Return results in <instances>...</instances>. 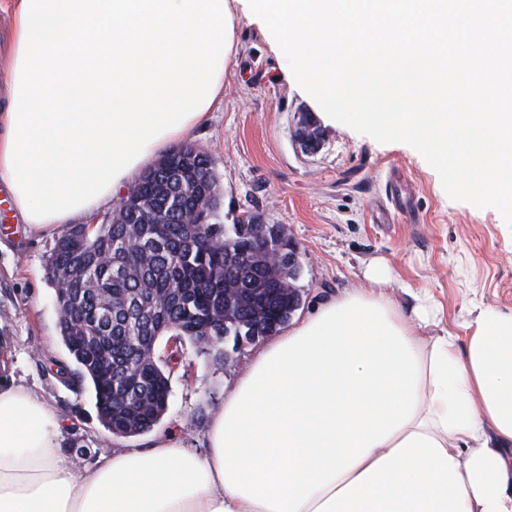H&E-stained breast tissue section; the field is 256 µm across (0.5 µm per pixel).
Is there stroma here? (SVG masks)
<instances>
[{
    "instance_id": "obj_1",
    "label": "stroma",
    "mask_w": 512,
    "mask_h": 512,
    "mask_svg": "<svg viewBox=\"0 0 512 512\" xmlns=\"http://www.w3.org/2000/svg\"><path fill=\"white\" fill-rule=\"evenodd\" d=\"M236 43L223 101L186 140L215 164L223 224L254 215L284 225L298 244L300 315L324 299L370 288L364 270L376 260L393 271L384 290L398 306L410 309L415 294H427L446 328L456 329L475 304L512 310V228L496 209L451 200L437 171L410 146L379 143L320 113L248 17L237 22ZM305 115L322 133L314 153L296 138ZM53 244L23 224L0 189V350L10 353L17 383L63 420L65 453L88 465L146 437L113 436L98 418L89 382L72 379L76 365L59 333L45 268ZM258 351L249 345L224 366L184 342L168 365V405L156 432L203 447L212 414Z\"/></svg>"
}]
</instances>
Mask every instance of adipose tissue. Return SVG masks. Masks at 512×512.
<instances>
[{"instance_id": "obj_1", "label": "adipose tissue", "mask_w": 512, "mask_h": 512, "mask_svg": "<svg viewBox=\"0 0 512 512\" xmlns=\"http://www.w3.org/2000/svg\"><path fill=\"white\" fill-rule=\"evenodd\" d=\"M0 184L40 233L119 201L224 97L240 0H11ZM320 302L264 347L207 448L159 434L75 472L61 420L0 379V512H512V312L464 335L420 296Z\"/></svg>"}]
</instances>
